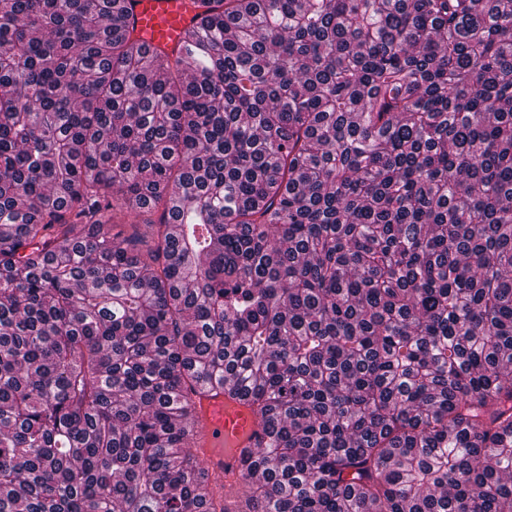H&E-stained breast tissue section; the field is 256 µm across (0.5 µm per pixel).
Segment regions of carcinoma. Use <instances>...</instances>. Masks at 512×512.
Returning a JSON list of instances; mask_svg holds the SVG:
<instances>
[{
	"mask_svg": "<svg viewBox=\"0 0 512 512\" xmlns=\"http://www.w3.org/2000/svg\"><path fill=\"white\" fill-rule=\"evenodd\" d=\"M0 0V512H512V0ZM135 25L133 34L142 37L150 51L178 53L182 34L193 25L190 0H119ZM194 403L200 420L194 445L210 475L219 481L224 479L226 485L242 484L240 449L251 448L260 433L251 409L230 400L222 388L200 391ZM228 442L230 445H227ZM224 444L233 449L224 448Z\"/></svg>",
	"mask_w": 512,
	"mask_h": 512,
	"instance_id": "carcinoma-1",
	"label": "carcinoma"
}]
</instances>
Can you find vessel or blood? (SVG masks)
Wrapping results in <instances>:
<instances>
[{
    "label": "vessel or blood",
    "instance_id": "b4317fda",
    "mask_svg": "<svg viewBox=\"0 0 512 512\" xmlns=\"http://www.w3.org/2000/svg\"><path fill=\"white\" fill-rule=\"evenodd\" d=\"M129 13L135 36L149 50L177 54L182 34L191 28L194 10L189 0H120ZM199 426L194 445L212 477L242 484L241 449L251 447L260 429L250 408L228 398L224 389L200 391L194 399Z\"/></svg>",
    "mask_w": 512,
    "mask_h": 512
}]
</instances>
